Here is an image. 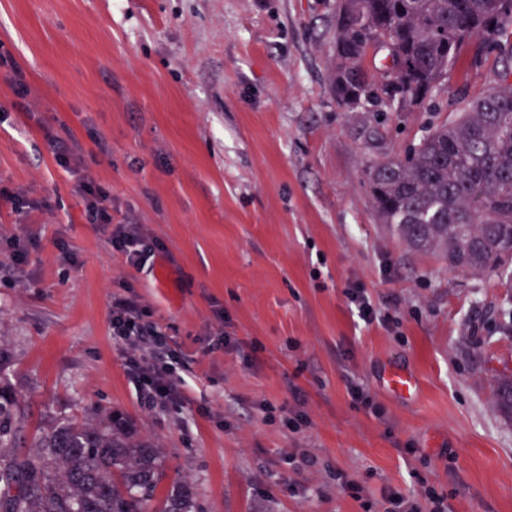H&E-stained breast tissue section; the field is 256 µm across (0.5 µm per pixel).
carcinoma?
<instances>
[{
  "label": "carcinoma",
  "instance_id": "1",
  "mask_svg": "<svg viewBox=\"0 0 512 512\" xmlns=\"http://www.w3.org/2000/svg\"><path fill=\"white\" fill-rule=\"evenodd\" d=\"M512 58V0H343L331 71L336 102L378 112L436 107L434 92L462 50ZM380 71L388 82L372 75ZM512 72L471 98L405 157L367 178L383 223L415 252L451 268L512 277ZM0 350V512H146L164 476L159 448L113 413L57 419L25 447L29 416L5 380ZM512 421V376L491 388ZM194 492L172 489L159 512H192Z\"/></svg>",
  "mask_w": 512,
  "mask_h": 512
}]
</instances>
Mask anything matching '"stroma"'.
Segmentation results:
<instances>
[{"label":"stroma","mask_w":512,"mask_h":512,"mask_svg":"<svg viewBox=\"0 0 512 512\" xmlns=\"http://www.w3.org/2000/svg\"><path fill=\"white\" fill-rule=\"evenodd\" d=\"M336 13L0 0V184L37 204L0 203L8 377L32 427L131 419L164 459L157 498L188 482L194 512H385L424 482L453 512H512V422L489 391L512 370V279L412 252L377 217L368 165L403 156L430 115L337 104ZM504 66L466 52L436 92L441 118ZM83 176L157 239L152 266L128 268L87 222ZM16 236L34 245L20 265ZM131 293L182 361L181 404L145 406L128 376L111 308ZM392 368L415 397L383 388Z\"/></svg>","instance_id":"stroma-1"}]
</instances>
